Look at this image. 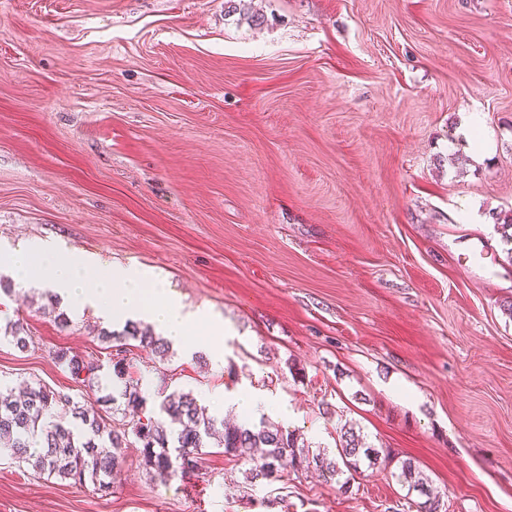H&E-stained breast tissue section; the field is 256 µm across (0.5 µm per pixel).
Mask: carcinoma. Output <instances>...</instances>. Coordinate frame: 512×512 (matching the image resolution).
<instances>
[{
  "instance_id": "carcinoma-1",
  "label": "carcinoma",
  "mask_w": 512,
  "mask_h": 512,
  "mask_svg": "<svg viewBox=\"0 0 512 512\" xmlns=\"http://www.w3.org/2000/svg\"><path fill=\"white\" fill-rule=\"evenodd\" d=\"M110 338L119 343L132 339L141 350L155 355L166 351L163 339L134 323ZM53 358L78 383L91 384L98 377L100 365L92 359L63 348ZM109 361L112 379L125 383L122 395L137 417L130 429L110 428L94 409L45 386L29 387L19 399L13 398L12 390L0 388V452L41 474L80 485L89 480L108 489L122 466L112 449L122 447L130 435L141 446L146 474L162 481L198 473L203 448L211 440L214 447L224 449V455L252 462L247 475L252 486L313 467L324 480H334L339 489L347 491L363 469L393 466L391 475L406 489L410 506L417 512H442L439 496L413 459H402L389 448H373L351 428L343 429L331 453L325 448L313 451L299 443L293 432L265 420L258 425L227 427L185 392L167 395L159 405L160 416L147 415L146 398L129 379L126 351L117 350Z\"/></svg>"
}]
</instances>
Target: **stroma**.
Segmentation results:
<instances>
[{"instance_id":"stroma-1","label":"stroma","mask_w":512,"mask_h":512,"mask_svg":"<svg viewBox=\"0 0 512 512\" xmlns=\"http://www.w3.org/2000/svg\"><path fill=\"white\" fill-rule=\"evenodd\" d=\"M512 0H0V249L33 239L150 265L231 325L222 366L132 348L149 409L247 390L335 448L353 425L413 459L447 512H512ZM496 276L469 271L470 234ZM44 290L0 296L26 350L0 382L112 393L103 323ZM99 363L75 383L53 353ZM305 376L293 380L289 364ZM109 490L0 455V512H408L389 471L244 491L207 449Z\"/></svg>"}]
</instances>
